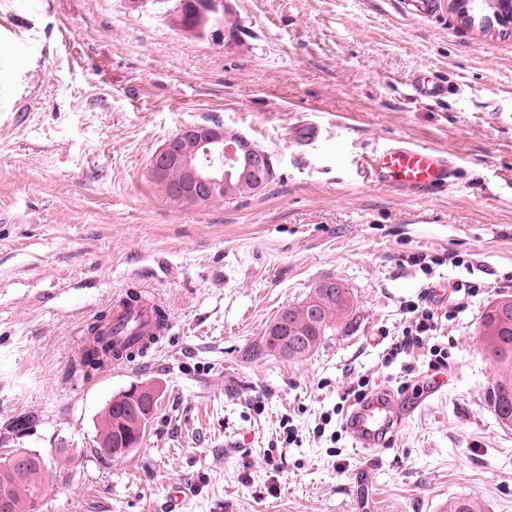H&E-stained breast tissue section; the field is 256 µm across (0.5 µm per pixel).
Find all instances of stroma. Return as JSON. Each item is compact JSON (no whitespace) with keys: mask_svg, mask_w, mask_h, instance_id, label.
I'll return each instance as SVG.
<instances>
[{"mask_svg":"<svg viewBox=\"0 0 512 512\" xmlns=\"http://www.w3.org/2000/svg\"><path fill=\"white\" fill-rule=\"evenodd\" d=\"M416 3L230 0L227 47L176 30L174 0H0V454L51 464L41 512H439L458 496L512 512V427L487 402L480 333L512 294V29ZM418 72L447 95L414 97ZM194 124L264 146L275 179L202 207L168 197L151 158ZM396 140L450 151L454 183L418 197L364 181L362 156ZM327 279L354 297L339 330L301 359L264 351L274 317ZM434 287L447 367L390 359ZM129 288L172 330L76 374L87 325ZM361 379L406 411L375 452L345 425ZM132 385L158 410L111 458L102 415Z\"/></svg>","mask_w":512,"mask_h":512,"instance_id":"35a3bbf8","label":"stroma"}]
</instances>
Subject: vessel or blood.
I'll list each match as a JSON object with an SVG mask.
<instances>
[{"instance_id": "obj_1", "label": "vessel or blood", "mask_w": 512, "mask_h": 512, "mask_svg": "<svg viewBox=\"0 0 512 512\" xmlns=\"http://www.w3.org/2000/svg\"><path fill=\"white\" fill-rule=\"evenodd\" d=\"M367 180L378 185H395L403 190L436 192L446 189L455 174V165L450 153L435 147H411L396 142L382 150L372 151L363 163ZM124 312H116L112 318L111 342L137 351L142 342L155 331V308L144 305L132 312L137 322L135 333H127ZM394 401L379 395L355 408L348 424L362 448L370 449L376 444L379 433L389 430L394 422Z\"/></svg>"}]
</instances>
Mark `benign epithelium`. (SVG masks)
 I'll return each mask as SVG.
<instances>
[{
	"instance_id": "benign-epithelium-1",
	"label": "benign epithelium",
	"mask_w": 512,
	"mask_h": 512,
	"mask_svg": "<svg viewBox=\"0 0 512 512\" xmlns=\"http://www.w3.org/2000/svg\"><path fill=\"white\" fill-rule=\"evenodd\" d=\"M492 13L480 19L485 33H496L512 26V0H487ZM230 14L228 0H178L172 14L175 27L185 35L211 37L232 46L238 42V35L216 25ZM277 157L242 134L230 136L220 125L187 126L167 139L155 152L151 161V174L162 179L171 169H177L182 183L176 189L181 200L192 205L210 203L232 179H252L255 192L265 190L275 176ZM272 327L276 333L290 332L284 348L305 351L309 343L296 332L291 323L290 310H282Z\"/></svg>"
}]
</instances>
